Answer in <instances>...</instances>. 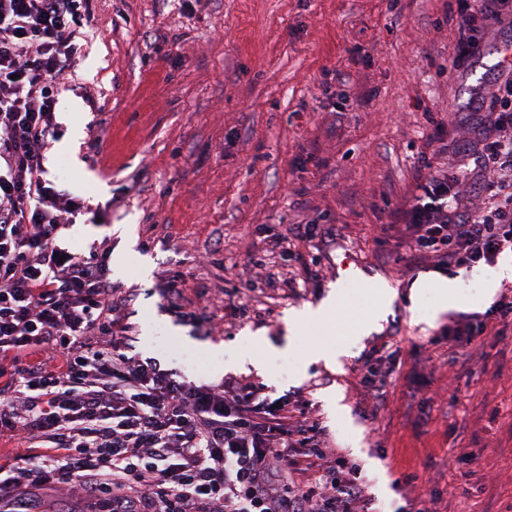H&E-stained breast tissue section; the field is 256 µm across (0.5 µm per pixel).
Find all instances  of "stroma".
<instances>
[{"instance_id":"obj_1","label":"stroma","mask_w":512,"mask_h":512,"mask_svg":"<svg viewBox=\"0 0 512 512\" xmlns=\"http://www.w3.org/2000/svg\"><path fill=\"white\" fill-rule=\"evenodd\" d=\"M455 0H94L64 79L70 122L47 153L51 175L91 204L102 224L70 243L112 242L116 280L135 290L136 350L200 382L228 377L273 396L308 400L331 450L355 462L375 512H512V326L483 336L458 375L440 338L460 312H486L512 281L499 266L449 275L408 264L385 234L411 191L436 123L463 121L499 70L512 27L478 24L479 51L453 65ZM331 84L332 96L322 87ZM342 113L334 123V113ZM315 220L299 250L314 277L252 278L251 243ZM185 276L186 322L157 288ZM455 304L437 314L435 279ZM397 298L360 335L306 324L291 310L340 289L353 320L372 314L368 291ZM245 313L224 314L225 301ZM264 336L258 367H239L248 335ZM343 346L340 368L308 361ZM382 350L385 401L361 385V358ZM190 354L207 356L204 372ZM476 453L469 463L467 453Z\"/></svg>"}]
</instances>
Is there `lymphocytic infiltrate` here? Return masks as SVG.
<instances>
[{"label":"lymphocytic infiltrate","mask_w":512,"mask_h":512,"mask_svg":"<svg viewBox=\"0 0 512 512\" xmlns=\"http://www.w3.org/2000/svg\"><path fill=\"white\" fill-rule=\"evenodd\" d=\"M90 11L91 0H0V440L22 446L0 465V512H38L34 493L56 486L100 512H369L361 469L327 448L306 403L139 357L110 245L65 246L79 214L101 216L44 166ZM454 17L461 63L478 49L476 20L512 21V0H458ZM477 104L455 137L428 135L390 214L409 260L455 272L512 255L511 59ZM492 324L512 325L511 300L449 326L451 362L469 368Z\"/></svg>","instance_id":"obj_1"}]
</instances>
